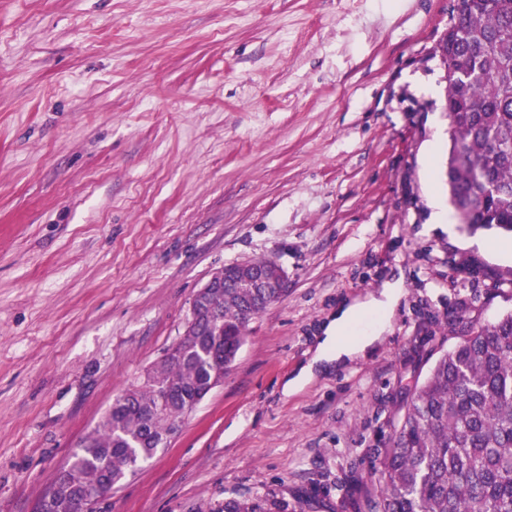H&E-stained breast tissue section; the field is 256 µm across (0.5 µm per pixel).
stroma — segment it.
I'll return each mask as SVG.
<instances>
[{
    "label": "stroma",
    "mask_w": 512,
    "mask_h": 512,
    "mask_svg": "<svg viewBox=\"0 0 512 512\" xmlns=\"http://www.w3.org/2000/svg\"><path fill=\"white\" fill-rule=\"evenodd\" d=\"M454 0H0V512H37L224 265L287 292L221 386L97 512L236 494L340 505L449 316L512 311V240L434 227ZM401 282L362 355L285 391L349 303Z\"/></svg>",
    "instance_id": "stroma-1"
}]
</instances>
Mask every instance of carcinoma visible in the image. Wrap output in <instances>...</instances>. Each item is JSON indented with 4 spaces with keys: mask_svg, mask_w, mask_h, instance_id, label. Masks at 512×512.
<instances>
[{
    "mask_svg": "<svg viewBox=\"0 0 512 512\" xmlns=\"http://www.w3.org/2000/svg\"><path fill=\"white\" fill-rule=\"evenodd\" d=\"M456 32L435 47L445 66L450 119L449 200L466 228L512 237V0H456ZM239 284L210 299L224 321L213 334L203 318L193 336L171 345L146 380L122 389L56 475L55 512H94L74 494H109L158 450L210 373L229 371L249 322L281 297ZM166 408L158 409L165 391ZM365 509L355 512H512V312L478 328L440 354L410 403L354 479ZM335 509L314 495L275 492L224 497L209 512H312Z\"/></svg>",
    "mask_w": 512,
    "mask_h": 512,
    "instance_id": "carcinoma-1",
    "label": "carcinoma"
}]
</instances>
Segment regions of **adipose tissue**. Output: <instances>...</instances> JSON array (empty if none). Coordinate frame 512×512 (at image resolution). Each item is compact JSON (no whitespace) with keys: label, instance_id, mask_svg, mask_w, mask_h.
<instances>
[{"label":"adipose tissue","instance_id":"1","mask_svg":"<svg viewBox=\"0 0 512 512\" xmlns=\"http://www.w3.org/2000/svg\"><path fill=\"white\" fill-rule=\"evenodd\" d=\"M398 297L399 291L396 286L389 284L385 286L381 299L349 305L336 319L328 324L325 336L316 350V360L337 361L342 357H350L365 351L367 347L379 339L385 328L384 320L388 318ZM369 311L379 312L380 321L373 324L365 335H351L352 326Z\"/></svg>","mask_w":512,"mask_h":512}]
</instances>
